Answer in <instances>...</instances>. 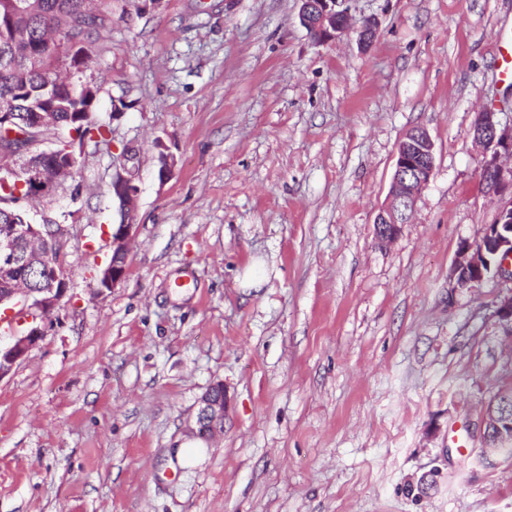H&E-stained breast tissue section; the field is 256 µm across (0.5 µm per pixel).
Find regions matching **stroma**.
<instances>
[{
  "label": "stroma",
  "instance_id": "1",
  "mask_svg": "<svg viewBox=\"0 0 512 512\" xmlns=\"http://www.w3.org/2000/svg\"><path fill=\"white\" fill-rule=\"evenodd\" d=\"M347 6L355 28L319 42L298 0H105L83 78L113 147L25 208L64 224L69 289L0 378V512H512V458L481 453L483 411L512 390L497 313L512 283L451 276L499 209L471 127L491 104L512 122L497 52L512 0ZM416 127L435 173L382 245L374 219ZM127 147L136 232L100 292ZM215 383L224 430L195 437ZM190 439L198 456L173 463Z\"/></svg>",
  "mask_w": 512,
  "mask_h": 512
}]
</instances>
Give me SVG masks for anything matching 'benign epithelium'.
<instances>
[{"mask_svg":"<svg viewBox=\"0 0 512 512\" xmlns=\"http://www.w3.org/2000/svg\"><path fill=\"white\" fill-rule=\"evenodd\" d=\"M302 24L311 28L317 39L326 41L348 32L353 27L346 7L347 0H301ZM67 49L57 54L56 67L74 77L83 72L79 44L70 40L66 30L60 32ZM499 110L487 106L477 113L472 126L473 139L484 150L480 182L487 192L507 198L495 223L487 226L483 236L470 243L463 241L457 250L452 276L460 288H473L494 274L512 280V167H504L500 159L512 158V126L501 123ZM59 126L57 113L51 108H34L30 131L33 140L13 153L21 164L16 170L17 187L26 191L28 200L42 199L55 193L58 186L72 178L77 164L75 153L62 157L56 149L43 148L40 134ZM131 150L126 148L112 158L109 187L118 206L120 222L112 225V257L98 276V289L109 290L126 275L128 240L135 229L132 208L138 194L135 176L128 167ZM435 171V145L426 130L414 128L399 141L395 154V171L386 204L374 220L377 241L384 245L395 239L407 223L422 191ZM63 234L57 224H5L0 227V309L22 306L30 312L28 326L14 335L9 344L0 346V379L36 346L44 335L41 323L58 306L68 289L66 271L61 258ZM41 273L36 288L24 287L22 280L29 270ZM227 397L217 384L202 397L197 418L198 435L211 437L224 423ZM483 453L507 455L512 441V414L503 406L488 405L483 417Z\"/></svg>","mask_w":512,"mask_h":512,"instance_id":"obj_1","label":"benign epithelium"}]
</instances>
